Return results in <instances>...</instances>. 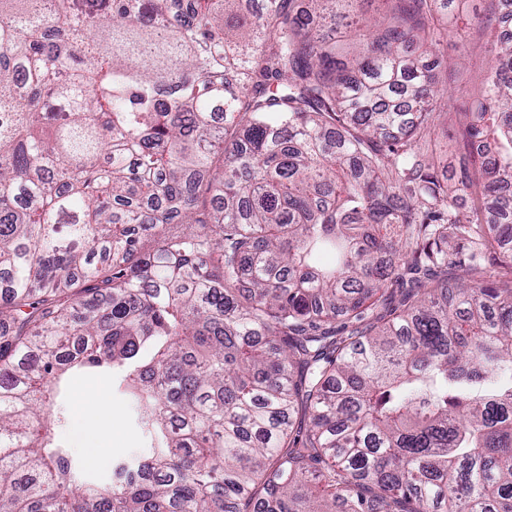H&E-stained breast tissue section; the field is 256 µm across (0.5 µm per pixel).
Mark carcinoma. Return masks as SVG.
Listing matches in <instances>:
<instances>
[{
  "mask_svg": "<svg viewBox=\"0 0 512 512\" xmlns=\"http://www.w3.org/2000/svg\"><path fill=\"white\" fill-rule=\"evenodd\" d=\"M176 2L0 0V512H512L507 21L452 186L455 0ZM108 394L105 379L76 377L71 384L68 422L61 432V439L77 458L83 460L94 478H104L107 472L108 457L103 448L112 444L113 457L140 452L144 448L139 433L125 418L126 402L114 396L111 401ZM89 396L96 397L97 408L87 404ZM82 428L92 432V437L85 442L77 434Z\"/></svg>",
  "mask_w": 512,
  "mask_h": 512,
  "instance_id": "carcinoma-1",
  "label": "carcinoma"
}]
</instances>
